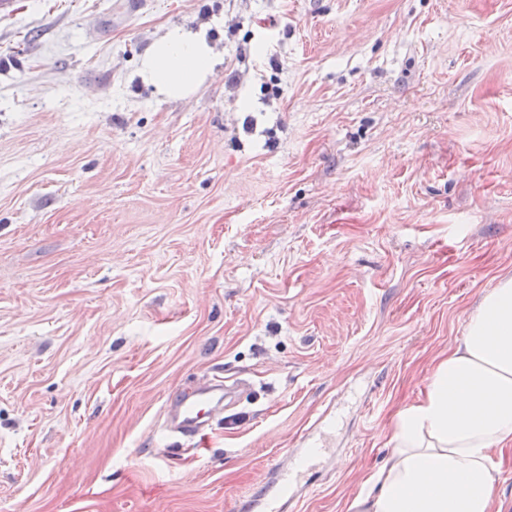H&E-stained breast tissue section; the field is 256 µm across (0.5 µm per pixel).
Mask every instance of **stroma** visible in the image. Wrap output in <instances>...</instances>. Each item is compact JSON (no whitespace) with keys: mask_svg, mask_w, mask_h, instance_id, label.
<instances>
[{"mask_svg":"<svg viewBox=\"0 0 512 512\" xmlns=\"http://www.w3.org/2000/svg\"><path fill=\"white\" fill-rule=\"evenodd\" d=\"M174 25L224 62L163 101ZM509 277L512 0H0V512H231L291 448L346 512ZM236 391L225 386L222 378L194 389L177 390L173 393L171 407H176V428L186 437L196 436L213 413L234 402Z\"/></svg>","mask_w":512,"mask_h":512,"instance_id":"1","label":"stroma"}]
</instances>
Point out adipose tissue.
<instances>
[{"mask_svg":"<svg viewBox=\"0 0 512 512\" xmlns=\"http://www.w3.org/2000/svg\"><path fill=\"white\" fill-rule=\"evenodd\" d=\"M218 62L206 30L174 26L143 53L139 75L182 99ZM393 442L347 512H494L512 446V278L482 296L424 397L398 413Z\"/></svg>","mask_w":512,"mask_h":512,"instance_id":"obj_1","label":"adipose tissue"}]
</instances>
